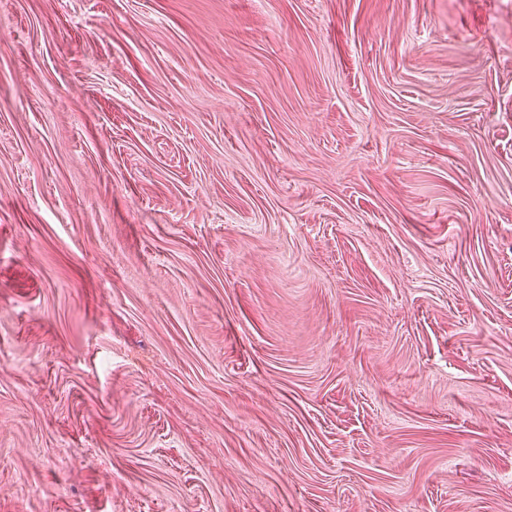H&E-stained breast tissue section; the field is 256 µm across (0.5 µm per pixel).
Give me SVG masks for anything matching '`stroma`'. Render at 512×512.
<instances>
[{"mask_svg": "<svg viewBox=\"0 0 512 512\" xmlns=\"http://www.w3.org/2000/svg\"><path fill=\"white\" fill-rule=\"evenodd\" d=\"M0 512H512V0H0Z\"/></svg>", "mask_w": 512, "mask_h": 512, "instance_id": "1", "label": "stroma"}]
</instances>
